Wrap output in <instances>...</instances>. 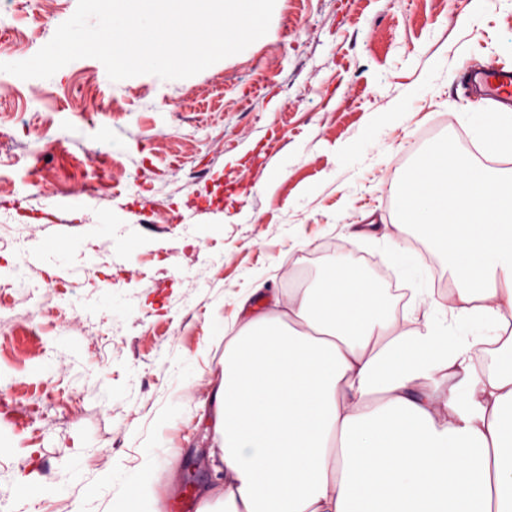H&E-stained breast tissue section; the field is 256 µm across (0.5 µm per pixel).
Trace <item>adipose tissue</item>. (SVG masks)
<instances>
[{
  "mask_svg": "<svg viewBox=\"0 0 512 512\" xmlns=\"http://www.w3.org/2000/svg\"><path fill=\"white\" fill-rule=\"evenodd\" d=\"M482 160L443 136L407 168L405 215L448 262L435 291L406 247L385 253L413 296L400 306L339 257L301 271L271 308L235 299L224 366L200 405L217 446L201 512H512V113H465ZM180 397L141 437L135 466L88 478V498L124 512H161L157 430L183 420L203 377L197 357L172 355Z\"/></svg>",
  "mask_w": 512,
  "mask_h": 512,
  "instance_id": "adipose-tissue-1",
  "label": "adipose tissue"
}]
</instances>
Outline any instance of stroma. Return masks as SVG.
I'll return each instance as SVG.
<instances>
[{
	"label": "stroma",
	"instance_id": "1",
	"mask_svg": "<svg viewBox=\"0 0 512 512\" xmlns=\"http://www.w3.org/2000/svg\"><path fill=\"white\" fill-rule=\"evenodd\" d=\"M77 3L39 0L37 17L16 19L26 56ZM491 60L512 68V0H276L266 35L174 87L149 74L114 85L94 58L71 62L37 101L22 79L1 86L0 512H57L65 500L113 512L72 481L71 459L86 456L95 475L102 447L136 463L137 435L171 391L174 349L206 365L185 398L178 469L158 464L156 479L175 486L166 505L187 476L205 484L212 435L196 407L224 362L213 315L234 318L225 299L243 288L269 302L296 265L345 255L374 274L378 249L419 246L414 229H397L406 140L487 108L462 76ZM433 71L437 88L419 95ZM372 124L379 145L361 170H342ZM95 150L109 153V174L96 196L72 194L92 178L79 161ZM51 212L63 223H47ZM184 213L195 223H179ZM106 215L127 251L94 234ZM110 292L123 317L104 306ZM78 316L87 362L60 343Z\"/></svg>",
	"mask_w": 512,
	"mask_h": 512
}]
</instances>
